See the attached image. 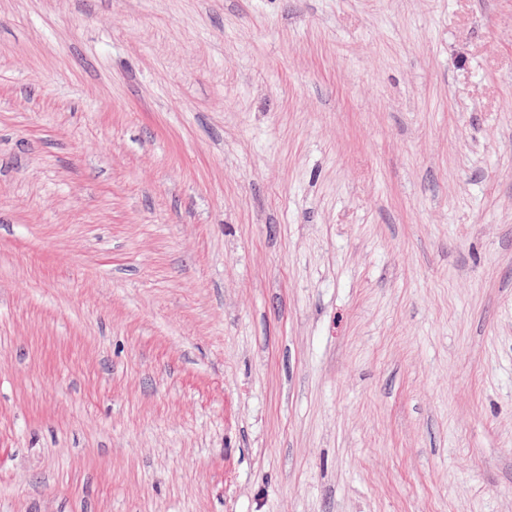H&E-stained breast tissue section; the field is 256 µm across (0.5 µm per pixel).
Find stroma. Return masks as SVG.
Masks as SVG:
<instances>
[{
    "label": "stroma",
    "mask_w": 512,
    "mask_h": 512,
    "mask_svg": "<svg viewBox=\"0 0 512 512\" xmlns=\"http://www.w3.org/2000/svg\"><path fill=\"white\" fill-rule=\"evenodd\" d=\"M0 512H512V0H0Z\"/></svg>",
    "instance_id": "stroma-1"
}]
</instances>
